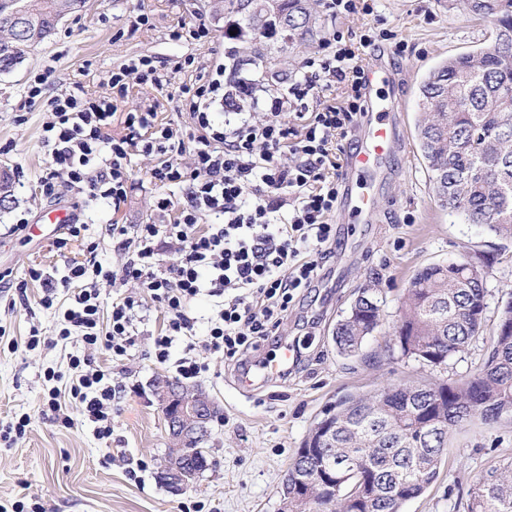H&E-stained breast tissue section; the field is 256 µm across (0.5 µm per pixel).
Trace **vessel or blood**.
<instances>
[{
	"label": "vessel or blood",
	"instance_id": "vessel-or-blood-1",
	"mask_svg": "<svg viewBox=\"0 0 512 512\" xmlns=\"http://www.w3.org/2000/svg\"><path fill=\"white\" fill-rule=\"evenodd\" d=\"M390 107L382 98L372 99L363 116L364 142L360 149L348 154L343 170L347 181H363L379 161L388 156L394 147L393 129L389 123ZM341 210L347 223L356 224L374 210V197L363 191L346 198Z\"/></svg>",
	"mask_w": 512,
	"mask_h": 512
}]
</instances>
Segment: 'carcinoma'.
I'll list each match as a JSON object with an SVG mask.
<instances>
[{
    "label": "carcinoma",
    "mask_w": 512,
    "mask_h": 512,
    "mask_svg": "<svg viewBox=\"0 0 512 512\" xmlns=\"http://www.w3.org/2000/svg\"><path fill=\"white\" fill-rule=\"evenodd\" d=\"M240 16L233 39L288 26L287 40L313 43L308 0H274L281 18L260 22L257 0H225ZM84 0H0V71L39 46L56 22ZM473 16L495 22L494 44L439 62L419 87L417 140L439 207L505 239L512 238V0H448ZM29 19L10 25L13 11ZM463 256L416 271L403 298L393 336L414 345L401 355L432 367L466 351L478 334L487 308L483 277L472 274ZM379 323L377 302L361 292L336 324L339 352L354 356ZM448 395H443V392ZM512 415V302L495 324L491 350L473 375L459 382L391 384L371 394L348 395L323 411L333 430L318 448L310 447L313 427L289 463L280 486L288 512H400L401 502L421 496L439 477L451 429L479 416L494 422ZM336 465V495L316 483V472ZM309 478L308 500H299L297 477ZM467 512H512V461L493 466L467 490Z\"/></svg>",
    "instance_id": "carcinoma-1"
}]
</instances>
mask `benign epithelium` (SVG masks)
Wrapping results in <instances>:
<instances>
[{"mask_svg":"<svg viewBox=\"0 0 512 512\" xmlns=\"http://www.w3.org/2000/svg\"><path fill=\"white\" fill-rule=\"evenodd\" d=\"M153 392L162 410L171 440L167 460L160 471L162 484L172 493H181L192 485L195 474L185 468L187 459L197 458L208 464L202 441L207 437L214 404L208 394L199 389L173 394L163 377L154 381Z\"/></svg>","mask_w":512,"mask_h":512,"instance_id":"benign-epithelium-1","label":"benign epithelium"}]
</instances>
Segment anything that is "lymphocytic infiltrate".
<instances>
[{"instance_id":"f902f5d3","label":"lymphocytic infiltrate","mask_w":512,"mask_h":512,"mask_svg":"<svg viewBox=\"0 0 512 512\" xmlns=\"http://www.w3.org/2000/svg\"><path fill=\"white\" fill-rule=\"evenodd\" d=\"M351 58L342 34H333L317 69L289 87V98L300 102L319 82L351 84L342 103L312 110L298 128L275 118H244L229 130L215 126L208 109L222 84L210 79L179 88L192 128L156 127L155 112L146 110L126 113L124 133L116 136L114 98H89L79 85L49 97L42 77L29 86V99L45 101L51 114L42 136L48 164L38 177L45 196H56L65 185L87 198L120 205L127 198L128 162L136 152L154 157L151 182L187 188L183 202L167 196L154 201L156 211L174 213L170 223L109 224L96 238L89 236L88 225L70 224L56 246L63 249L69 239L85 237L84 260L69 264L60 277L29 269V279L42 288L43 308L53 307L59 291L69 292L70 303L58 314L57 335L79 338L89 350L69 361L76 372L69 406H62L58 392L49 394L47 405L61 426L73 427L78 413L92 424L98 440L111 441L112 404L125 390L113 385L110 368L90 352L99 349L115 360L127 355L136 342L139 295L164 310L153 341L157 362L166 363L173 344L181 343L185 355L176 372L185 379L202 370L193 357L197 346L233 359L277 335L297 291L311 286L336 242L331 217L339 197V164L333 144L347 136L365 109V76L350 71ZM105 237L124 256L118 269L105 268L97 259ZM165 244L175 246L174 262L162 259ZM117 282L135 283L139 295L104 306L102 284ZM202 294L224 303L201 338L187 309Z\"/></svg>"}]
</instances>
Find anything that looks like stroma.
Wrapping results in <instances>:
<instances>
[{"label": "stroma", "instance_id": "obj_1", "mask_svg": "<svg viewBox=\"0 0 512 512\" xmlns=\"http://www.w3.org/2000/svg\"><path fill=\"white\" fill-rule=\"evenodd\" d=\"M370 9L334 14L323 0H311L322 39L312 46L288 48L280 36L261 38L260 46L273 57L283 80L256 88L244 108L263 118L274 98L288 94L306 61L322 52L321 42L334 32L364 33L376 47L359 58L362 67L378 63L392 73L383 92L396 116L393 155L374 184L375 210L367 222L337 224L336 254L323 268L315 287L304 290L283 318L280 334L257 352L246 353L262 362L280 345L304 343L305 348L287 376H269L251 386L240 383L239 369L223 353L197 348L203 370L187 380L190 388L205 390L220 409L212 425L209 467L187 491L174 494L158 480L169 439L162 412L153 395L155 377H175L181 347L171 362L158 363L153 338L164 311L145 301L146 317L139 336L124 360L112 362V382L136 386L137 396L112 404L114 432L110 444L98 441L90 425L65 428L56 423L47 405L50 388L67 392L70 356L84 354L81 341L56 338L57 315L39 305L25 307L22 296H37L40 286L27 282L29 268L60 276L67 263L84 258L80 242L57 250L55 229L44 218L48 210L72 206L74 192L45 197L37 176L48 157L41 143L50 113L45 104L29 103L27 88L46 78L50 94H61L81 83L88 97L110 94L109 79L130 60L152 59L159 84L129 78L118 99L119 113L153 108L156 123L191 127L178 88L198 76L229 81L232 75L252 79L256 73L244 59L249 44L225 37L237 20L223 0H86L63 18L37 49L11 71L0 72V169L21 174L13 188L14 203L0 210V272H10L11 287L0 293V431L28 414L31 423L13 444L0 441V506L16 501L37 503L41 512H179L182 504H200L201 512H279L281 480L298 448L330 404L349 394L369 393L387 382L429 383L461 380L479 369L488 355L500 309L512 300V239H504L449 215L436 203L420 154L415 123L418 86L427 72L445 58L486 49L493 44L494 25L449 8L448 0H367ZM147 24H136L139 14ZM203 27L207 37H193ZM181 38H172L174 30ZM403 52H396V44ZM153 157L132 156L128 198L120 206L88 201L81 221L105 224H146L158 221L156 196L180 201V185L151 183ZM34 232L10 233L18 219ZM489 256L483 273L487 309L480 335L461 356L433 368L402 357L390 345L388 332L398 320L403 296L421 267L461 255ZM368 288L380 309L378 329L359 353L341 356L333 341L337 322L350 310L359 289ZM44 341L33 350L24 343L31 327ZM512 461V417L486 424L475 417L453 428L438 480L418 498L405 502L402 512H467L470 484L492 466Z\"/></svg>", "mask_w": 512, "mask_h": 512}]
</instances>
